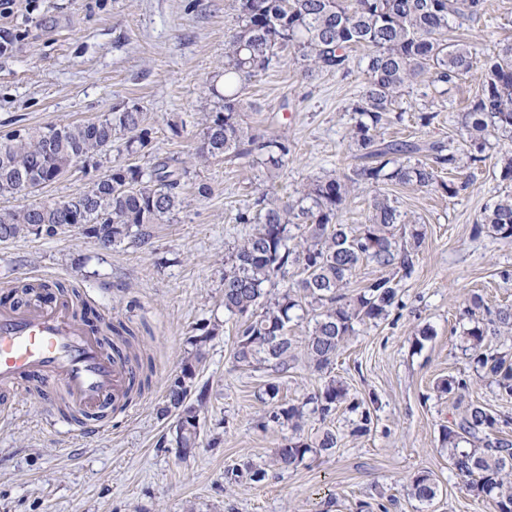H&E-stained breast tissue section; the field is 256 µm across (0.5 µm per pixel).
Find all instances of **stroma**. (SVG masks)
I'll list each match as a JSON object with an SVG mask.
<instances>
[{"instance_id":"35a3bbf8","label":"stroma","mask_w":512,"mask_h":512,"mask_svg":"<svg viewBox=\"0 0 512 512\" xmlns=\"http://www.w3.org/2000/svg\"><path fill=\"white\" fill-rule=\"evenodd\" d=\"M236 0H36L32 13L0 18V29L23 31L0 53V133L18 126L91 122L113 109L137 106L151 131L146 153L116 142L100 164L77 163L36 193L0 198V207L61 200L88 190L113 165L155 160L188 162L183 204L169 222L153 225L148 243L125 242L106 251L83 229L28 235L0 244V302L8 285L29 279L61 283L88 297L106 319L138 330L153 373L141 396L94 431L55 424L54 390L18 385L17 409L0 420V512H497L494 500L472 496L452 473L442 427L468 402L512 416V399L496 388L461 350L463 302L481 294L492 307L512 305V239L477 231L487 204L511 193L501 180V142L485 162L462 164L451 177L467 187L450 197L436 188L386 185L424 239L411 277L401 282V307L387 320L350 336L327 374L298 361L288 372L253 368L234 357L235 317L224 311V260L252 225L236 223L262 192L291 203L308 179L358 165L349 146V108L365 82L366 49L352 52L348 77L319 72L304 77L295 64H277L252 80L242 118L254 132L287 136L288 166L270 179L245 160L195 161L207 84L218 73L224 46L239 29ZM479 48L512 43V0H484L480 17L449 31ZM472 69L445 93L406 90L402 121L385 125V140H441L462 145L456 115L479 89ZM434 112L421 125L422 111ZM209 195H200V187ZM218 325L196 368L195 389L207 398L200 411L197 448L179 454L172 419L156 409L179 374L195 337ZM428 340H420L422 329ZM350 396L377 399L367 433L342 404L327 420L308 415L301 434L323 428L340 438L329 455L309 456L296 469L270 470L271 451L291 437L273 422L274 402L301 404L325 376ZM468 380L465 399L440 392L448 376ZM279 388L277 401L265 393ZM267 469L259 484L227 485L224 472L245 465ZM431 472L439 491L429 503L409 498L407 479Z\"/></svg>"}]
</instances>
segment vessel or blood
<instances>
[{
    "label": "vessel or blood",
    "instance_id": "vessel-or-blood-1",
    "mask_svg": "<svg viewBox=\"0 0 512 512\" xmlns=\"http://www.w3.org/2000/svg\"><path fill=\"white\" fill-rule=\"evenodd\" d=\"M131 379L124 357L79 322L69 299L38 308L0 304V395L20 381L62 387L90 431L125 407Z\"/></svg>",
    "mask_w": 512,
    "mask_h": 512
}]
</instances>
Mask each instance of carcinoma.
Listing matches in <instances>:
<instances>
[{
    "label": "carcinoma",
    "instance_id": "1",
    "mask_svg": "<svg viewBox=\"0 0 512 512\" xmlns=\"http://www.w3.org/2000/svg\"><path fill=\"white\" fill-rule=\"evenodd\" d=\"M483 8L484 0H238L242 25L225 46L219 73L222 85L209 87L217 102L203 113L200 156L248 159L269 171L287 167L292 153L288 138L254 133L244 125L241 112L249 82L288 51L307 77L316 72L345 77L351 72V48L361 46L368 49L366 78L351 107V139L361 157L372 163L306 183L296 202L286 208L263 193L254 202L256 213H237L236 223L256 225L224 268V310L238 323L237 362L288 371L296 359L288 327L304 313L311 323L305 356L310 367L322 373L359 325L386 320L399 307L400 283L414 271L423 233L410 227L399 207L381 192L373 196L364 224L355 228L343 223L340 215L352 192L362 185L378 187L395 181L437 187L450 197L464 189L439 178V171H453L461 162L446 143L387 141L382 129L391 121L404 89L423 84L445 92L472 70L476 49L449 42L448 30L453 23L477 17ZM458 124L465 156L473 165L486 160L489 138L512 140V44L483 53L479 93L458 115ZM121 137L130 152L150 145L151 132L143 127L138 107L114 111L94 122L13 129L0 136V197L39 191L75 163L107 155ZM188 173V167L173 168L165 161L146 167L114 165L82 193L0 209V243L29 234L56 236L73 224L105 249L127 239L144 244L150 238V225L169 219L182 205V179ZM290 224L303 227V234L291 235ZM482 226L501 239L512 238V194L485 207ZM291 263L301 268L302 277L269 297L268 287L285 280ZM364 263L392 274L353 294L352 280ZM464 315L469 322L463 336L470 359L491 379L498 396L512 398V358L484 351L489 339L512 335V307L491 308L473 293ZM218 329L216 324L192 342L180 371L188 381H193L204 358L201 342ZM97 330L106 344L134 364L129 397L141 394L152 360L134 347L139 336L121 322L101 320ZM439 388L462 394L468 383L450 376L441 380ZM188 396L189 391L179 392L172 383L157 408L158 417H175L178 448H194L199 438L196 419L201 404ZM346 401L360 416L359 429L369 430L370 406L377 400L350 401L347 388L334 379L324 381L300 405H275L271 420L288 424L296 435L273 450V466L289 471L307 456L335 448L336 433L330 429L314 442L298 432L306 407L324 421ZM502 423L509 420L473 402L443 426L442 441L448 445L452 471L466 488L477 497L492 498L498 512H512V439L501 434ZM266 476V470L247 465L225 472L224 482L258 483ZM438 488L428 471L414 474L406 486L407 494L422 503L432 501Z\"/></svg>",
    "mask_w": 512,
    "mask_h": 512
}]
</instances>
